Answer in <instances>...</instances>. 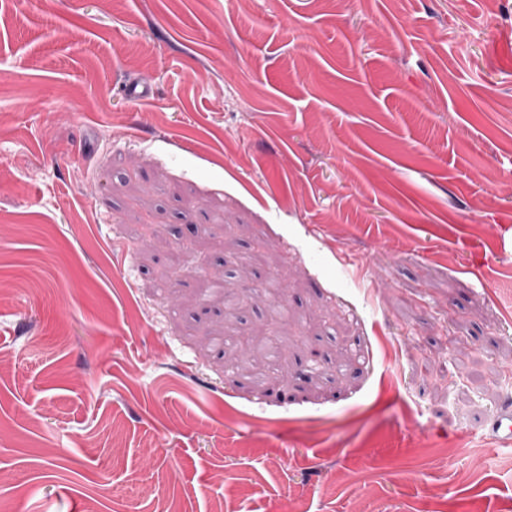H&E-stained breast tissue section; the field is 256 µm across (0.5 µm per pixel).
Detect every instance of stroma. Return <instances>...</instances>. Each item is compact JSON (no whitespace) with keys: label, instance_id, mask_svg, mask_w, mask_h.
<instances>
[{"label":"stroma","instance_id":"obj_1","mask_svg":"<svg viewBox=\"0 0 512 512\" xmlns=\"http://www.w3.org/2000/svg\"><path fill=\"white\" fill-rule=\"evenodd\" d=\"M507 376L512 0H0V512H512ZM487 432L502 447L512 446V405L499 407L487 421Z\"/></svg>","mask_w":512,"mask_h":512}]
</instances>
